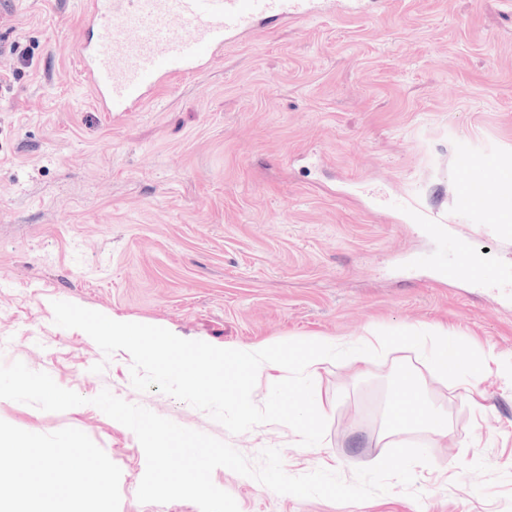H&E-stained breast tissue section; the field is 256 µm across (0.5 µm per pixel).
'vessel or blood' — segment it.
Masks as SVG:
<instances>
[{
  "label": "vessel or blood",
  "mask_w": 512,
  "mask_h": 512,
  "mask_svg": "<svg viewBox=\"0 0 512 512\" xmlns=\"http://www.w3.org/2000/svg\"><path fill=\"white\" fill-rule=\"evenodd\" d=\"M376 0H96L83 23L88 39L76 66L100 111L121 118L143 111L160 89L207 70L224 46L245 43L273 21L354 17ZM463 204L498 213L486 178L468 177L458 190ZM459 263L443 270L451 279L472 273L476 254L458 243Z\"/></svg>",
  "instance_id": "1"
}]
</instances>
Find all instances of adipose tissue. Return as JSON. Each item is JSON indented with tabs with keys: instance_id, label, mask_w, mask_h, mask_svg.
I'll return each mask as SVG.
<instances>
[{
	"instance_id": "obj_1",
	"label": "adipose tissue",
	"mask_w": 512,
	"mask_h": 512,
	"mask_svg": "<svg viewBox=\"0 0 512 512\" xmlns=\"http://www.w3.org/2000/svg\"><path fill=\"white\" fill-rule=\"evenodd\" d=\"M0 450L13 454L18 468L8 481L0 482V507L9 512L22 505L23 512H56L53 501L39 493L42 484L53 483L60 495L99 500L104 495L105 476L84 463L70 470H55L44 455L20 434L0 427Z\"/></svg>"
}]
</instances>
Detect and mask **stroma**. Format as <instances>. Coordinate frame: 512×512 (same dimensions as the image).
Masks as SVG:
<instances>
[{"mask_svg": "<svg viewBox=\"0 0 512 512\" xmlns=\"http://www.w3.org/2000/svg\"><path fill=\"white\" fill-rule=\"evenodd\" d=\"M89 0H12L0 38L16 44L0 78V364L22 361L84 399L62 412L0 398V426L60 470L108 478L105 512H199L142 503L136 435L91 398L102 390L227 442L251 464L280 450L284 471L353 481L376 446L399 364L448 414L412 499L399 483L361 502L275 493L219 467L239 512H512V231L457 206L470 170L495 189L512 176V0H384L364 16L277 22L225 46L198 76L161 90L147 112L112 121L76 70ZM414 199L467 233L484 280H440L449 232L403 207ZM160 326L220 348L447 327L496 360L469 389L396 348L356 374L325 364L330 397L316 447L283 424L231 434L158 388L138 391L132 358L104 355L54 323L53 302Z\"/></svg>", "mask_w": 512, "mask_h": 512, "instance_id": "35a3bbf8", "label": "stroma"}]
</instances>
